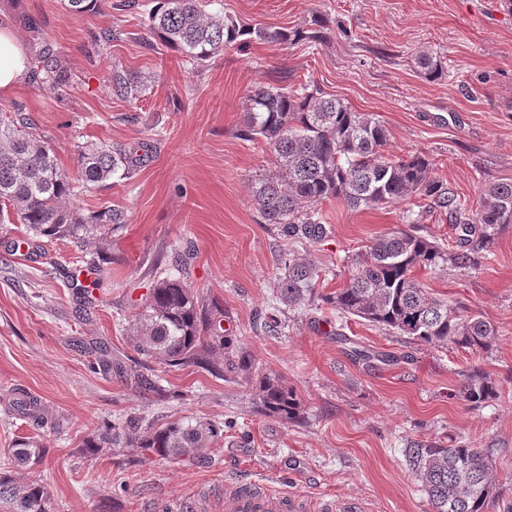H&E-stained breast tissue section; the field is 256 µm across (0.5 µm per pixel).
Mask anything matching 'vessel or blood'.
<instances>
[{
  "label": "vessel or blood",
  "instance_id": "b4317fda",
  "mask_svg": "<svg viewBox=\"0 0 512 512\" xmlns=\"http://www.w3.org/2000/svg\"><path fill=\"white\" fill-rule=\"evenodd\" d=\"M222 512H364L353 504L335 499L315 500L280 487L272 476L245 482L230 478L224 482Z\"/></svg>",
  "mask_w": 512,
  "mask_h": 512
}]
</instances>
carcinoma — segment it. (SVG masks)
Segmentation results:
<instances>
[{"instance_id":"cac0c4a2","label":"carcinoma","mask_w":512,"mask_h":512,"mask_svg":"<svg viewBox=\"0 0 512 512\" xmlns=\"http://www.w3.org/2000/svg\"><path fill=\"white\" fill-rule=\"evenodd\" d=\"M102 0H63L72 18L101 9ZM210 0H156L142 22L145 45L153 39L179 51L193 65L224 54L234 45L259 42L287 45L301 39L318 40L320 31L246 25L221 10H207ZM33 34L30 71L34 83L66 89L73 80L64 57L43 36L42 27L28 22ZM109 87L119 100H135L146 89L124 67L109 69ZM238 135L269 148L275 172L255 181L253 197L262 218L295 242L317 244L331 234L318 206L333 199L353 210L387 208L414 198L430 201L454 219L455 244L441 245L422 235L415 220L374 238L355 263L343 287L318 291L319 267L309 255H288L277 276L276 294L292 310L328 308L338 315L370 322L400 336L434 346L487 354L497 344L498 329L483 315L434 297L416 273L441 264L457 269L477 268L494 254L498 235L512 224V182L483 188L475 218L468 220L460 203L432 175V163L419 154L384 153L388 132L376 115L355 112L336 97L308 86H259L246 97ZM156 149L155 139L132 144H77L76 170L65 171L51 139L12 103L0 110V223L23 224L35 240L101 243L129 223L127 210L106 206L88 213L75 203L77 195L129 179ZM93 274L92 285L103 286L100 252L82 259ZM224 310L208 309L200 295L179 278L166 276L152 283L134 315L135 350L171 367L198 366L216 375L255 377L261 410L281 421L302 418L296 392L273 373L254 372L252 358L234 349L224 335ZM355 358L369 363L396 364L390 354L354 348ZM459 396L474 404L498 396L495 380L477 366L460 374ZM212 422L171 419L148 421L131 415L97 440V448H139L164 460L189 463L223 436ZM11 462L25 467L40 458L41 447L23 442L8 449ZM409 465L421 479L433 512H492L501 496L493 463L479 448H447L434 441H415L406 448ZM50 495L39 483L20 482L0 472V512H48Z\"/></svg>"}]
</instances>
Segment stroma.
Instances as JSON below:
<instances>
[{"label": "stroma", "mask_w": 512, "mask_h": 512, "mask_svg": "<svg viewBox=\"0 0 512 512\" xmlns=\"http://www.w3.org/2000/svg\"><path fill=\"white\" fill-rule=\"evenodd\" d=\"M121 2L105 0L100 14L76 21L61 0H0V25L26 44L23 21L37 18L75 76L64 90L27 82L0 97V107L9 100L26 106L66 171L74 169V143L161 135L132 180L82 197L90 210L121 205L130 219L108 239L112 277L94 291L88 319L76 314L89 279L79 272L74 244L46 241L32 256L25 225L0 223V471L8 467L7 448L44 445L41 462L18 477L47 486L53 512L209 505L220 499L225 478L259 471L296 493L360 502L368 512H432L404 450L408 442L437 438L484 449L506 489L498 512H512V227L480 267L463 272L447 265L418 276L434 296L464 303L496 325L491 353L476 358L427 345L327 309L282 311L285 329L272 335L261 319L275 301L288 250L312 255L323 270L319 288L329 293L343 285L370 241L403 226L407 213L419 214L422 234L443 243L453 241L454 227L418 204L353 210L332 200L321 207L330 237L292 244L252 202L255 180L274 170L273 155L237 136L250 90L282 78L316 86L353 111L377 115L388 130L387 152L425 155L437 180L474 217L483 187L512 181V10L504 0H222L225 14L252 25L310 29L322 21L327 39L234 46L193 66L175 50L156 53L140 43V21L153 0H136L132 9ZM104 27L125 36L99 47L92 35ZM423 54L440 61L436 77L421 74L416 60ZM111 61L149 78L140 99L113 98ZM160 252L169 274L224 308L233 344L294 388L304 421L259 414L241 378L156 362L157 382L174 394L158 402L135 377L98 367L101 348L115 361L137 359L130 320L157 278L151 261ZM53 267L58 275H50ZM343 335L401 360L355 363L339 341ZM475 361L501 389L499 399L479 406L448 395L459 386V371ZM21 390L44 405L43 425L11 408ZM134 413L214 421L223 424L224 438L195 465L82 447L86 436Z\"/></svg>", "instance_id": "35a3bbf8"}]
</instances>
